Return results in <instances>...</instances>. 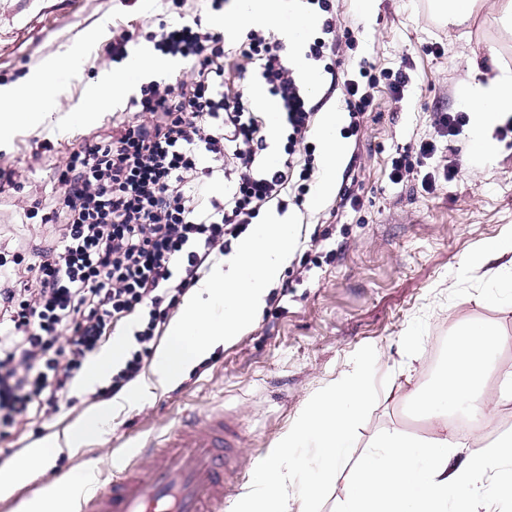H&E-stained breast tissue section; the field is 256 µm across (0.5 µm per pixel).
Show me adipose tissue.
<instances>
[{
  "mask_svg": "<svg viewBox=\"0 0 512 512\" xmlns=\"http://www.w3.org/2000/svg\"><path fill=\"white\" fill-rule=\"evenodd\" d=\"M469 66L479 80L461 90L459 102L472 115L470 151L488 161L498 151L492 129L512 117V70L500 67L492 53L471 58ZM54 92L52 83L41 76L1 92L0 140L21 120L35 123L47 118ZM339 120V113H324L317 130L325 157L317 187L321 198L334 191L336 169L344 155V146L335 136ZM503 341L492 327L460 326L448 348L444 370L411 398L414 412L432 424L433 437L425 440L413 434H380L359 463L338 512H485L484 481L488 478L494 481L496 497L512 504V468L504 464L512 457L511 436L469 456L463 467L448 466L466 445L455 416L458 408L469 409L468 436L476 437L492 414L512 405L511 379L494 387L488 384L496 372L492 354ZM111 418V405L99 406L62 438L29 449L14 466L0 469V496L12 495L41 471L49 448L78 447L102 432ZM91 482L90 473L70 474L65 484L47 487L41 495L24 502L21 512H67L68 503L84 493Z\"/></svg>",
  "mask_w": 512,
  "mask_h": 512,
  "instance_id": "obj_1",
  "label": "adipose tissue"
}]
</instances>
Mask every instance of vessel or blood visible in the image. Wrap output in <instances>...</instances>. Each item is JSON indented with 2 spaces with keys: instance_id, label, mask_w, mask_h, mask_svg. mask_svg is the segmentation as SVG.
<instances>
[{
  "instance_id": "b4317fda",
  "label": "vessel or blood",
  "mask_w": 512,
  "mask_h": 512,
  "mask_svg": "<svg viewBox=\"0 0 512 512\" xmlns=\"http://www.w3.org/2000/svg\"><path fill=\"white\" fill-rule=\"evenodd\" d=\"M235 439L220 413L178 422L120 459L107 486L80 498L81 512H224L238 478Z\"/></svg>"
}]
</instances>
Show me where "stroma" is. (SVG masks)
<instances>
[{"label": "stroma", "instance_id": "1", "mask_svg": "<svg viewBox=\"0 0 512 512\" xmlns=\"http://www.w3.org/2000/svg\"><path fill=\"white\" fill-rule=\"evenodd\" d=\"M349 31L366 44L376 71L412 66L413 85L394 101L386 84L374 89L372 112L358 137L345 140L334 194L289 204L301 219L298 245L279 282L250 327L199 362L178 384L114 413L101 436L76 449H61L38 475L12 497H0V512H20L19 503L61 477L94 472L107 484L110 462L131 440H146L185 414L215 408L238 424L241 435L237 492L252 483L258 461L278 443L312 395L336 381L362 346H374L376 374L387 378L368 419L358 431L352 455L336 476L321 512H336L356 464L371 440L385 431L430 435L431 427L410 410V395L428 385L430 356L438 337L451 336L465 322H483L505 336L495 354L499 377L512 376V303L482 305V298L506 275L493 262L468 259L485 243L512 233V143L489 162L473 159L468 137L458 153L438 141L420 174L400 184L388 177L397 153L435 135V113L458 111V93L477 77L466 64L472 54L512 48V31L500 21L496 0H478L464 23L446 24L432 0H339ZM163 0H0V85L17 86L45 72L48 63L72 59L67 70L50 74L57 87L54 123H19L0 143V168L13 170L16 186L0 195V258L23 254L38 262L55 239L52 225L25 220V209L49 195L55 169L84 138L111 135L114 125L132 122L130 97L155 80L143 74L104 109H89L94 83L123 71L100 63L116 26H133L130 51L150 46L166 19ZM441 43L444 54L431 53ZM86 113L83 121L75 113ZM454 163L452 181L422 187V176ZM357 190L360 209L339 207L338 193ZM417 332V375L406 374L403 338ZM92 388L74 386L70 398L41 423L0 436V466L22 459L95 406Z\"/></svg>", "mask_w": 512, "mask_h": 512}]
</instances>
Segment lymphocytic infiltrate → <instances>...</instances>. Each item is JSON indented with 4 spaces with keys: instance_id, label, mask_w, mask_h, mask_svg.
Here are the masks:
<instances>
[{
    "instance_id": "lymphocytic-infiltrate-1",
    "label": "lymphocytic infiltrate",
    "mask_w": 512,
    "mask_h": 512,
    "mask_svg": "<svg viewBox=\"0 0 512 512\" xmlns=\"http://www.w3.org/2000/svg\"><path fill=\"white\" fill-rule=\"evenodd\" d=\"M308 2L321 34L305 57L330 75L333 59L355 43L339 33L335 0ZM153 39L184 71L141 88L132 100L137 121L69 155L42 217L61 223L58 239L24 277L0 274V429L43 421L88 359L128 328L136 348L96 392L118 395L199 283L204 263L228 254L261 210L285 211L288 195L304 192L317 170L306 142L317 105L282 38L251 30L229 44L223 32L187 19L160 26ZM229 63L240 81L235 90L224 82ZM381 78L397 100L412 83L406 65L380 77L360 65L344 81L345 135H358ZM254 84L278 102L288 125L284 154L273 164L257 152L267 125L252 103ZM218 172L220 200L210 194Z\"/></svg>"
}]
</instances>
